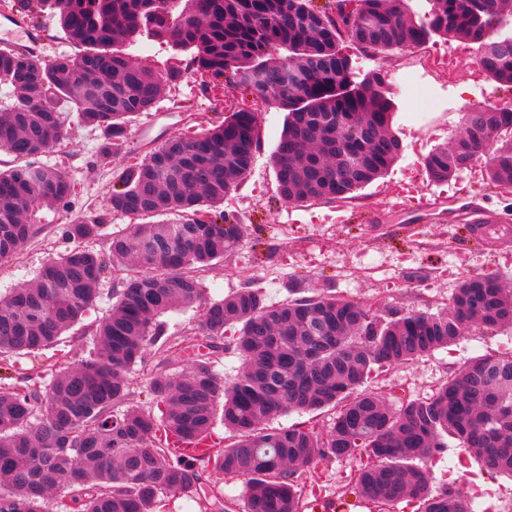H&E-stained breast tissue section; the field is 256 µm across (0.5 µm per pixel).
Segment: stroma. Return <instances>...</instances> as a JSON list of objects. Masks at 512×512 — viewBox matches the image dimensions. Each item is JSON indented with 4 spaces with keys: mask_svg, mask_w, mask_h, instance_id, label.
Returning <instances> with one entry per match:
<instances>
[{
    "mask_svg": "<svg viewBox=\"0 0 512 512\" xmlns=\"http://www.w3.org/2000/svg\"><path fill=\"white\" fill-rule=\"evenodd\" d=\"M428 44L454 50L449 69L425 62L418 53H367L343 42L354 83H365L378 71L384 74L397 106L394 129L404 145L403 154L386 176L358 190L345 203L285 205L277 194L271 164L285 111L253 102L249 91L235 86L227 100H218L196 78L189 55H174L171 48L145 37L123 44V51L158 72H180L177 80L166 84L157 107L133 117L122 148L107 155L102 152L100 130L80 122L75 113L63 112L66 135L40 155L39 162L63 171L74 183L73 214L100 224L99 235L88 246L103 252L112 235L127 232L137 221L136 216L111 211L109 206L112 190L129 166L170 138L222 124L240 106L253 105L259 114L260 145L247 182L224 204L225 210L238 216L243 238L224 259L196 269L208 297L223 299L249 283L264 291L267 302L276 304L287 299L292 288L305 297L329 289L374 309L396 306L409 312L436 313L448 307L463 278L497 274L512 283V235L500 242L474 231L481 219L489 217L494 225L512 232V196L496 193L471 171L446 183L424 178L413 182L408 203L396 199L393 189L420 171L423 157L432 149L450 144L468 108L481 100L512 103V88L480 76L477 45L436 35ZM408 71L433 91L435 109L423 111L419 96L404 82ZM422 194L431 199L430 209L416 205V197ZM27 219L33 227L30 239L15 255L0 259L1 295L33 283L42 265L65 249L57 232L63 222L61 210L44 205ZM135 273L131 266L109 270L99 285L95 306L50 349V357L61 356L69 363L81 359L97 323L112 305L113 288ZM199 319L196 309L173 310L160 317L167 333L187 340L178 370L187 369L203 346ZM511 349L512 332L476 327L456 343L417 361L384 368L369 379L366 388L392 406L402 396L426 400L470 358ZM358 465L355 459L322 460L302 481H317L324 496L339 502L357 496L348 476ZM424 466L432 488L456 482L483 500L512 496V478L487 473L457 440H449L444 452L426 459Z\"/></svg>",
    "mask_w": 512,
    "mask_h": 512,
    "instance_id": "stroma-1",
    "label": "stroma"
}]
</instances>
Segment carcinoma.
I'll return each mask as SVG.
<instances>
[{"label":"carcinoma","mask_w":512,"mask_h":512,"mask_svg":"<svg viewBox=\"0 0 512 512\" xmlns=\"http://www.w3.org/2000/svg\"><path fill=\"white\" fill-rule=\"evenodd\" d=\"M365 24L345 31L313 23L311 0H38L65 38L84 47L72 57L39 61L0 52V150L16 164L0 170V258L29 239L28 212L42 203L72 212L64 172L33 158L64 136L63 108L119 147L131 117L156 107L158 87L178 71L158 73L110 51L119 39L144 35L195 50L196 69L216 76L260 74L266 102L288 112L273 153L277 192L286 204L313 198L349 199L383 177L404 150L392 131L395 105L381 85H333L350 74L339 43L393 53L418 47L431 33L478 45L479 70L512 87V36L491 38L508 13L504 0H432L425 22L406 15L403 0H353ZM486 128L512 136V111L469 109L452 145L426 155L434 183L464 170L463 148L480 151ZM259 121L239 110L205 131L188 149L175 137L130 167L112 192L111 208L176 222L136 224L100 253L79 246L101 225L77 218L58 228L73 244L50 259L32 286L0 297V357L41 354L94 306L97 284L132 261L138 274L112 290L115 302L96 327L93 347L78 362L0 382V512H49L50 495L70 512H168L167 498L191 495L207 512L224 501L202 485L198 462L246 479L243 512H299L301 474L320 460L357 458L354 480L367 500L405 502L417 512L479 509L463 487L430 489L421 463L447 447L446 438L477 454L484 470L512 475V352L470 359L429 400L393 408L364 390L385 367L417 360L460 340L471 328H512V287L500 277L463 279L445 312L385 307L376 315L335 293L269 304L249 286L222 300L205 298L185 272L206 266L239 245L241 225L221 209L251 173ZM350 154L362 169L346 165ZM489 183H512V139L485 164ZM157 245L142 248L145 238ZM203 308L199 334L210 354L177 372L179 343L158 317L176 307ZM232 340L225 343L226 332ZM231 349L239 374L223 380L212 355ZM153 407L129 405L127 374L149 352ZM237 440L211 444L217 407ZM337 409L330 430L268 429L266 420L291 410Z\"/></svg>","instance_id":"cac0c4a2"}]
</instances>
